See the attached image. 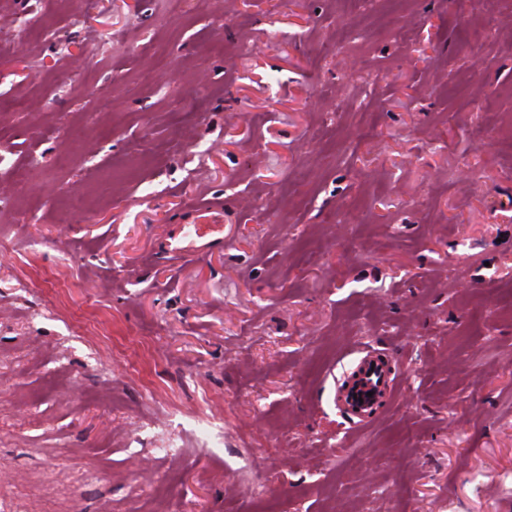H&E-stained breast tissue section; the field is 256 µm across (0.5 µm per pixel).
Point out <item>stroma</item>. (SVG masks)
<instances>
[{
	"label": "stroma",
	"instance_id": "stroma-1",
	"mask_svg": "<svg viewBox=\"0 0 512 512\" xmlns=\"http://www.w3.org/2000/svg\"><path fill=\"white\" fill-rule=\"evenodd\" d=\"M0 512H512V0H0ZM359 370L358 385L352 397H347V400L349 399L348 408L350 411L360 418L368 415L374 409L377 396L383 392L387 379L383 364L372 358L363 359ZM368 392H373L372 397L367 396ZM360 399H363V403H360Z\"/></svg>",
	"mask_w": 512,
	"mask_h": 512
}]
</instances>
